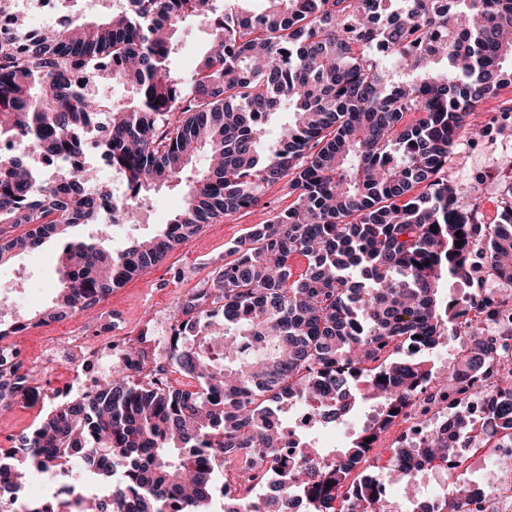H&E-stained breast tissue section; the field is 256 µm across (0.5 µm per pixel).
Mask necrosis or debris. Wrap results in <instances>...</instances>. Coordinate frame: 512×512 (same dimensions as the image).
<instances>
[{
    "instance_id": "obj_1",
    "label": "necrosis or debris",
    "mask_w": 512,
    "mask_h": 512,
    "mask_svg": "<svg viewBox=\"0 0 512 512\" xmlns=\"http://www.w3.org/2000/svg\"><path fill=\"white\" fill-rule=\"evenodd\" d=\"M512 312V283L493 280L488 287L471 289L457 306L458 334L451 346L453 354L465 348L472 327L493 339L512 337V315H489L487 297ZM512 370V349L485 370L456 378L451 389L432 383L422 387L396 416L356 465L353 479L338 492L340 512H350L357 497L373 492L384 496L388 512H409L408 501L391 495L386 484L375 482L364 488L359 478L372 471L389 472L404 464L408 478L419 484L433 512L454 495H461V512H512V425L492 419L490 403L500 374ZM454 414L464 415L472 430L459 440L450 460L426 462L410 454L400 459L401 449L417 446L429 430ZM278 476L270 460L254 461L244 468L226 472L224 483L230 488L249 485L241 512H263L262 488Z\"/></svg>"
}]
</instances>
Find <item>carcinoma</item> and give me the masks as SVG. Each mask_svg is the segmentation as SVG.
<instances>
[{
	"instance_id": "cac0c4a2",
	"label": "carcinoma",
	"mask_w": 512,
	"mask_h": 512,
	"mask_svg": "<svg viewBox=\"0 0 512 512\" xmlns=\"http://www.w3.org/2000/svg\"><path fill=\"white\" fill-rule=\"evenodd\" d=\"M249 2L123 0L104 19L70 17L36 39L25 37L22 15L0 27V224L30 226L0 238V263L52 237L61 243L42 318L91 309L203 225L259 205L266 184L286 178L297 194L230 248L216 290L181 304L169 366L143 373L145 350L134 347L112 379L0 448V475H9L0 494L18 499L32 469L65 482L80 463L107 491L87 488L64 512H208L218 464L279 460L275 416L305 406L331 426L369 403L373 415L331 465L306 441L290 488L265 501V512H290L301 495L306 512H336L332 491L418 383L446 387L508 350L477 331L452 370L432 361L456 336L447 284L468 280L473 247L512 282V168L501 175L498 224L485 225L479 197L464 202L448 182L467 117L512 85V0L242 8ZM190 16L209 46L182 74L170 58ZM79 71L91 87L75 83ZM116 82L134 90L130 104L104 95ZM100 111L106 136L92 140L84 129ZM412 112L419 117L406 121ZM33 150L71 164L46 179L30 164ZM91 152L122 178L125 199L112 201V186L84 164ZM202 153L208 165L183 178ZM167 183L183 194L170 222L110 249L107 227L133 216L142 191ZM77 226L97 234L76 238ZM295 255L306 258L299 273ZM170 368L197 387H171ZM31 383L18 353L0 348V409ZM491 416L512 417V374L498 380ZM450 425L456 435L432 429L417 455H450L470 424L457 415Z\"/></svg>"
}]
</instances>
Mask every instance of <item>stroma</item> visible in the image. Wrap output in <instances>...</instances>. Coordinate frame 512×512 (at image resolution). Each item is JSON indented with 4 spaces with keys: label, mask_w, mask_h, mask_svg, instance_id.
I'll list each match as a JSON object with an SVG mask.
<instances>
[{
    "label": "stroma",
    "mask_w": 512,
    "mask_h": 512,
    "mask_svg": "<svg viewBox=\"0 0 512 512\" xmlns=\"http://www.w3.org/2000/svg\"><path fill=\"white\" fill-rule=\"evenodd\" d=\"M448 178L468 192L485 191L484 220H501L502 172L512 169V136L495 134L493 141L464 137L453 148ZM287 181L266 185L260 205L245 208L203 225L187 243L112 292L91 311L59 321H41L58 282L59 246L48 240L37 252L22 253L0 264V294L11 296L9 312L0 315V345L20 352L24 366L36 377L31 392L17 395L0 412V448H9L22 433L42 421L56 404L80 398L109 380L114 364L149 329L146 366L166 363L179 306L192 294L212 287L228 249L255 224L293 202ZM183 198L170 185L143 194L135 229L108 228V243L121 249L134 239L154 235L181 208Z\"/></svg>",
    "instance_id": "1"
}]
</instances>
